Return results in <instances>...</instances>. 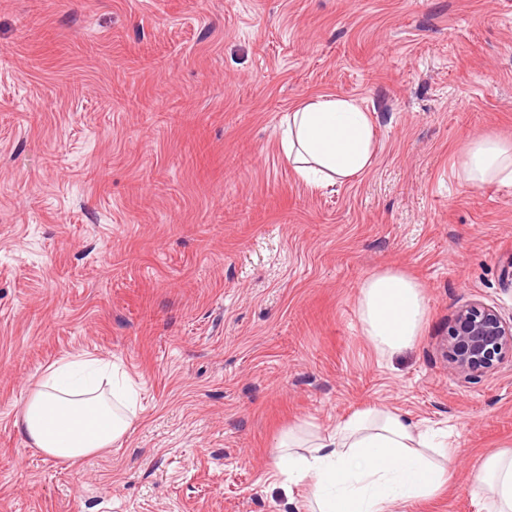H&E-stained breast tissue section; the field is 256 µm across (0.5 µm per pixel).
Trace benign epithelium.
I'll return each instance as SVG.
<instances>
[{
  "mask_svg": "<svg viewBox=\"0 0 512 512\" xmlns=\"http://www.w3.org/2000/svg\"><path fill=\"white\" fill-rule=\"evenodd\" d=\"M448 368L465 378L494 374L512 358V323L478 302L459 308L448 327Z\"/></svg>",
  "mask_w": 512,
  "mask_h": 512,
  "instance_id": "1",
  "label": "benign epithelium"
}]
</instances>
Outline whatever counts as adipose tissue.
<instances>
[{
    "instance_id": "obj_1",
    "label": "adipose tissue",
    "mask_w": 512,
    "mask_h": 512,
    "mask_svg": "<svg viewBox=\"0 0 512 512\" xmlns=\"http://www.w3.org/2000/svg\"><path fill=\"white\" fill-rule=\"evenodd\" d=\"M281 146L303 180L329 187L372 164L375 140L353 101L318 95L285 116ZM461 179L477 186L512 183V144L491 136L473 140L459 163ZM366 335L384 355L410 347L427 305L421 284L386 269L360 285ZM138 391L117 364L75 356L48 367L39 390L15 426L29 447L61 461H78L116 445L138 417ZM452 449L392 411L366 409L326 435L304 441L285 435L278 469L288 484L308 483L306 512H391L394 504L435 495L448 480ZM480 481L493 512H512V453L488 457Z\"/></svg>"
}]
</instances>
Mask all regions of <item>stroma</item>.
<instances>
[{"mask_svg": "<svg viewBox=\"0 0 512 512\" xmlns=\"http://www.w3.org/2000/svg\"><path fill=\"white\" fill-rule=\"evenodd\" d=\"M358 101L371 167L297 179L287 112ZM512 142V0H0V512H300L276 445L354 412L447 431L451 478L392 512H484L512 451V361L448 368L456 310L512 322V186H468ZM417 279L415 343L377 353L362 281ZM139 390L120 446L28 447L15 418L55 361ZM461 179L468 185L512 183V144L491 136L473 140L459 163Z\"/></svg>", "mask_w": 512, "mask_h": 512, "instance_id": "obj_1", "label": "stroma"}]
</instances>
